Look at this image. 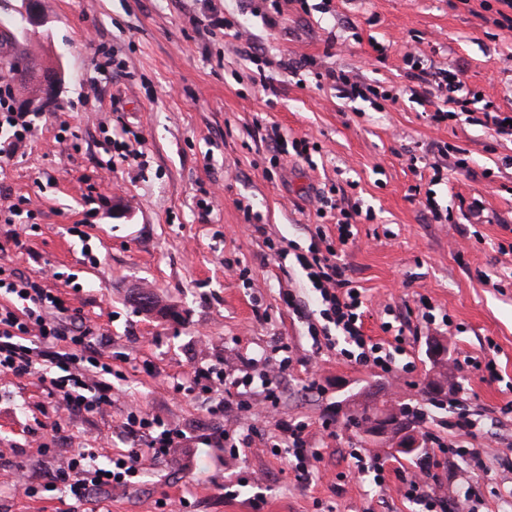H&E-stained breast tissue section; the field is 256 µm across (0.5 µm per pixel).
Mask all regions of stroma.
Returning a JSON list of instances; mask_svg holds the SVG:
<instances>
[{
  "instance_id": "stroma-1",
  "label": "stroma",
  "mask_w": 512,
  "mask_h": 512,
  "mask_svg": "<svg viewBox=\"0 0 512 512\" xmlns=\"http://www.w3.org/2000/svg\"><path fill=\"white\" fill-rule=\"evenodd\" d=\"M274 1L281 14L270 27L262 16ZM44 2L30 49L45 64L62 63L65 81L27 146L0 160V197L18 206L17 216L0 213V265L31 277L49 267L74 275L80 291L64 277L48 284L97 324L96 345L122 372V393L106 412L56 415L37 378L0 392V512H69L61 492L43 491L48 473L84 449L103 461L121 452L118 427L136 403L197 437L221 425L251 424L255 433L231 467L227 449H177L137 484L93 496L97 512H152L158 500L163 512H253L249 489L235 498L225 490L254 471L269 477L261 512H414L401 477L417 459L394 458L348 420L330 419L356 392L427 409L422 434L449 436L458 408L476 414L499 446L474 440L488 450L485 470L457 457L448 466L476 481L481 512H501L512 501V412L503 411L512 401V136L487 128L481 105L512 116V31L495 25V11L481 0ZM215 10L245 28V39L204 28ZM410 51L425 79L409 76ZM296 60L301 68L285 69ZM329 68L368 87L367 98L319 80ZM443 69L465 83L470 102L434 123V74ZM261 70L273 90L255 83ZM274 125L314 142L309 159L288 154L270 165ZM110 139L129 154L107 149ZM415 185L448 211L447 223L409 200ZM325 186L372 212L353 225L356 241L341 260L362 290L364 335L390 340L384 322L405 326L412 368L400 380L339 350H316L306 319L282 300L290 291L314 306L295 256L316 226L337 241L335 217L318 218L309 203ZM249 208L262 232L249 229ZM76 224L85 240L69 235ZM15 235L23 248L9 245ZM270 240L287 258L271 255ZM137 290L173 319L139 310L129 300ZM426 305L449 323L425 326ZM432 337L448 346L445 370L424 354ZM283 342L292 363L275 418L212 417L201 394L178 389L194 366L242 369ZM473 357L494 358L499 379L470 365ZM441 373L448 397L439 405L423 387ZM281 419L305 422L322 453L305 479L276 452ZM57 420L64 433L54 440ZM354 449L385 460V487L355 475ZM21 465L36 496L16 487Z\"/></svg>"
}]
</instances>
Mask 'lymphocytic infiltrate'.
<instances>
[{
	"label": "lymphocytic infiltrate",
	"mask_w": 512,
	"mask_h": 512,
	"mask_svg": "<svg viewBox=\"0 0 512 512\" xmlns=\"http://www.w3.org/2000/svg\"><path fill=\"white\" fill-rule=\"evenodd\" d=\"M35 131L30 113L15 111L10 94H0V156L15 150ZM336 246V245H335ZM335 246L327 244L323 228H316L305 253L296 260L311 284L318 301L319 324L309 325L312 338H323L327 349L336 344L356 349L355 360L363 365L397 375L399 366L392 347L371 342L362 332L361 296L355 295L346 268L340 264ZM98 327L79 309L50 288L44 278L18 275L0 265V383L34 377L43 384L57 408L72 414H98L112 406V358L93 344ZM289 355L265 358L259 376L236 375L213 366L195 367L193 388L207 395V411L220 416L232 409L235 399L253 384H260L263 400L277 405L279 376L290 366ZM130 440L123 452L99 462L96 455L81 451L60 461L48 476L51 487L62 490L74 504L86 502L97 491L126 488L136 484L146 463L168 460L175 449L190 447L193 436L142 406L129 408L121 425ZM289 462L301 474H308L319 454L310 448L305 423L279 424ZM456 429L461 439L438 446L437 454L425 457L404 482L405 498L416 512H477L480 503L472 485L456 473L438 474L441 455L453 454L481 463L482 451L464 445V438H476L475 424L467 414H459Z\"/></svg>",
	"instance_id": "lymphocytic-infiltrate-1"
}]
</instances>
